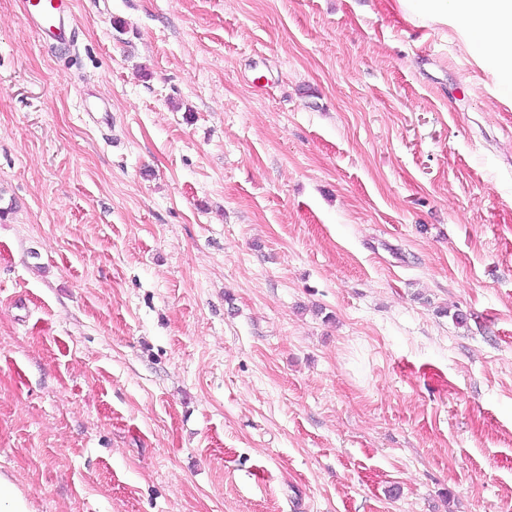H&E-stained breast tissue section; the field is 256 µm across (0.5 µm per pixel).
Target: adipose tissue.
I'll use <instances>...</instances> for the list:
<instances>
[{"mask_svg":"<svg viewBox=\"0 0 512 512\" xmlns=\"http://www.w3.org/2000/svg\"><path fill=\"white\" fill-rule=\"evenodd\" d=\"M421 25L453 26L483 66L499 71L500 95L512 101V0H397Z\"/></svg>","mask_w":512,"mask_h":512,"instance_id":"ef3b65f1","label":"adipose tissue"}]
</instances>
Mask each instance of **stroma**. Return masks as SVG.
<instances>
[{"instance_id": "35a3bbf8", "label": "stroma", "mask_w": 512, "mask_h": 512, "mask_svg": "<svg viewBox=\"0 0 512 512\" xmlns=\"http://www.w3.org/2000/svg\"><path fill=\"white\" fill-rule=\"evenodd\" d=\"M72 26L48 48L0 0V473L31 512H512L497 73L395 0Z\"/></svg>"}]
</instances>
